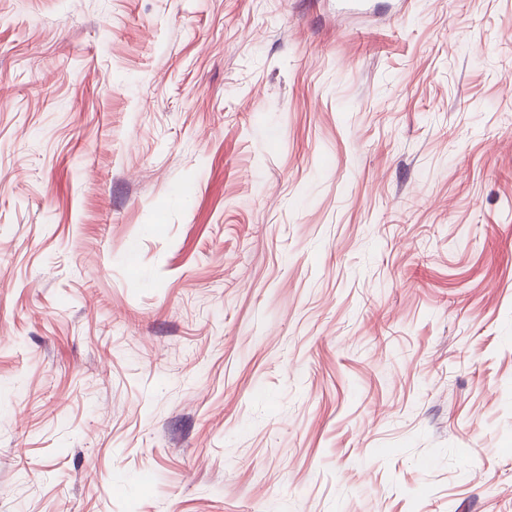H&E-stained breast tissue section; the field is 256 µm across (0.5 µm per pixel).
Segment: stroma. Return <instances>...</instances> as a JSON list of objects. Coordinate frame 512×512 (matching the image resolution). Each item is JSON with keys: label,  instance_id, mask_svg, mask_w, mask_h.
Segmentation results:
<instances>
[{"label": "stroma", "instance_id": "1", "mask_svg": "<svg viewBox=\"0 0 512 512\" xmlns=\"http://www.w3.org/2000/svg\"><path fill=\"white\" fill-rule=\"evenodd\" d=\"M0 512H512V0H0Z\"/></svg>", "mask_w": 512, "mask_h": 512}]
</instances>
